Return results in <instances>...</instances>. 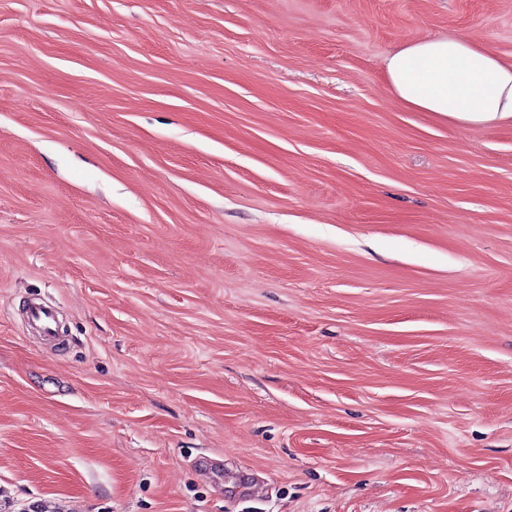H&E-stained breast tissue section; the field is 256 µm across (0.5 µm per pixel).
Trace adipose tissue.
<instances>
[{"label": "adipose tissue", "instance_id": "1", "mask_svg": "<svg viewBox=\"0 0 512 512\" xmlns=\"http://www.w3.org/2000/svg\"><path fill=\"white\" fill-rule=\"evenodd\" d=\"M385 75L408 109L461 127L512 120V61L463 36L423 38L392 51Z\"/></svg>", "mask_w": 512, "mask_h": 512}]
</instances>
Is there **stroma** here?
I'll return each instance as SVG.
<instances>
[{
	"label": "stroma",
	"instance_id": "stroma-1",
	"mask_svg": "<svg viewBox=\"0 0 512 512\" xmlns=\"http://www.w3.org/2000/svg\"><path fill=\"white\" fill-rule=\"evenodd\" d=\"M447 35L512 0H0V512H512V122L385 78ZM26 315L29 323L38 332L39 336L55 346L62 347L65 345V340L59 336L60 319L55 309L33 301L28 305Z\"/></svg>",
	"mask_w": 512,
	"mask_h": 512
}]
</instances>
